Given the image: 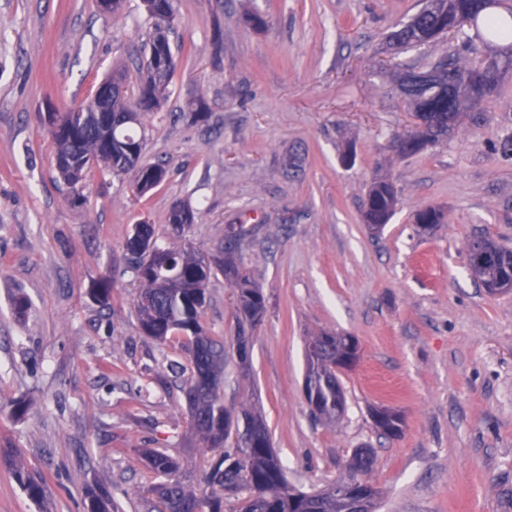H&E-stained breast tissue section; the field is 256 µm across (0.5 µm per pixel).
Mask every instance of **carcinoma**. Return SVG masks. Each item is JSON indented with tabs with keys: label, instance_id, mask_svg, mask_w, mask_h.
<instances>
[{
	"label": "carcinoma",
	"instance_id": "cac0c4a2",
	"mask_svg": "<svg viewBox=\"0 0 512 512\" xmlns=\"http://www.w3.org/2000/svg\"><path fill=\"white\" fill-rule=\"evenodd\" d=\"M146 20L152 34L148 52L139 72L140 85L134 95L126 93L112 96L102 112L87 114L83 129L70 132L46 123V130L56 146L55 160L60 178L77 192L83 188L91 169L96 168L120 176L135 173L134 188L145 196L160 185L156 178L164 177L165 170L159 163L131 164L125 148H144L142 117L161 107L168 95V88L175 69V59L168 39V32L175 20L174 0H143ZM436 13L427 15L419 11L408 22L393 30L388 40L397 39L404 54L411 49L437 42L452 35L461 41L463 48L474 52L473 38L468 30L482 32L486 42L506 47L509 57L492 55L482 61L491 78L485 82L470 83L461 88L455 101V110L461 104H478L492 97L503 76L512 71V7L507 14H489L478 10L474 0H438ZM477 62L462 63L458 58L445 57L432 66L440 78L428 84L414 82L407 86L404 99L409 107L427 114L425 127L400 139L396 148L402 154H415L429 144L448 138V76L469 73ZM399 204L398 190L384 178L374 181L369 189L363 214L369 216L379 229H384L395 215ZM444 212L427 207L415 214V223L423 233L443 223ZM168 221L171 233L180 237L195 221V212L187 207L177 213L170 211ZM158 245L152 225L144 222L135 225L126 248L133 258V271L141 285L135 307L141 329L154 339L164 342L170 336L185 338L184 350L192 365L187 380L185 396H193L189 410L192 436L205 447L219 452L205 481L215 490L200 496L179 475V462L164 451H142L144 466L159 481L147 490L149 498L145 507L150 512H224L225 490L239 486L242 491L235 496L234 512H352L353 501L336 491L331 484L316 492H302L288 485L283 465L272 452L271 437L267 428L257 433L252 445L227 450V440L238 418L234 411L224 406L220 395L224 372V345L207 336L201 317L208 303L210 280L234 271L233 291L239 294L237 318L240 325L255 328L265 312L263 292L253 282L248 269L238 257L245 234L224 232V265L211 264L209 256L190 248L166 247L173 255L177 277L170 280L146 270L149 252L141 245L142 237ZM482 238L471 239L467 244L469 268L480 282L508 274L512 269V251L503 248L484 260L480 267L473 260L479 252ZM348 337L324 332L305 342L306 378L316 376V396L321 402L317 414L327 420L336 418V412L345 408L344 394L336 374V350ZM402 420L395 412H381L375 418V427L384 435L395 437L401 432ZM13 472L27 494L36 503L44 502V483L31 477L20 462H11ZM88 512H112V497L108 491L91 488L87 492Z\"/></svg>",
	"mask_w": 512,
	"mask_h": 512
}]
</instances>
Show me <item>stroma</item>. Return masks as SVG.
Instances as JSON below:
<instances>
[{
	"label": "stroma",
	"mask_w": 512,
	"mask_h": 512,
	"mask_svg": "<svg viewBox=\"0 0 512 512\" xmlns=\"http://www.w3.org/2000/svg\"><path fill=\"white\" fill-rule=\"evenodd\" d=\"M175 6L170 94L145 119L143 158L163 164L164 181L140 196L96 171L78 194L58 176L43 117L116 68L136 93L150 37L142 2L112 15L97 0H0V512H87L91 487L111 490L118 512H142L156 481L144 448L179 459L204 490L212 454L188 434L191 365L181 337L142 331L125 248L143 221L172 245L179 203L196 213L186 234L196 251H215L226 225L255 230L240 254L266 313L248 367L224 277L209 283L202 326L224 344L225 406L263 419L290 486L323 489L366 447L377 512H512V290L488 294L466 259L474 237L512 251V73L447 141L403 156L395 144L415 120L386 36L420 0ZM198 98L202 121L188 109ZM381 176L401 204L375 236L362 210ZM427 207L445 221L424 234L413 218ZM103 278L106 306L88 295ZM322 331L359 344L339 374L336 421L302 390L304 343ZM18 401L29 405L21 420ZM381 406L401 414L398 438L376 429ZM8 455L45 480V504L27 497Z\"/></svg>",
	"instance_id": "35a3bbf8"
}]
</instances>
